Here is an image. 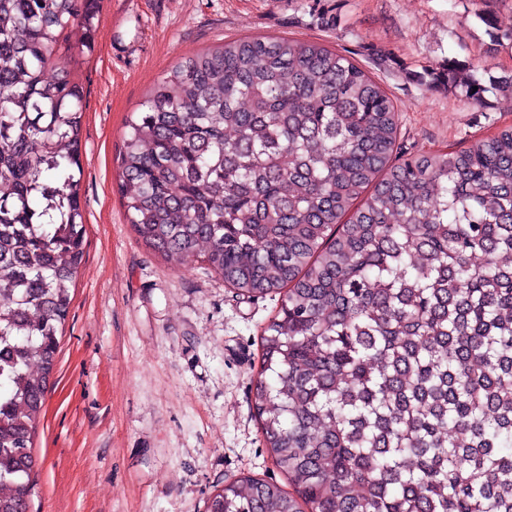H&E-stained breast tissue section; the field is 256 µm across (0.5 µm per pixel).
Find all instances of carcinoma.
Returning <instances> with one entry per match:
<instances>
[{
    "instance_id": "obj_1",
    "label": "carcinoma",
    "mask_w": 512,
    "mask_h": 512,
    "mask_svg": "<svg viewBox=\"0 0 512 512\" xmlns=\"http://www.w3.org/2000/svg\"><path fill=\"white\" fill-rule=\"evenodd\" d=\"M97 10L0 0V512H30L84 264L70 63ZM397 132L351 59L284 37L187 57L132 113L138 238L243 297L285 290L254 402L293 492L243 477L206 512H512V127L394 163Z\"/></svg>"
}]
</instances>
